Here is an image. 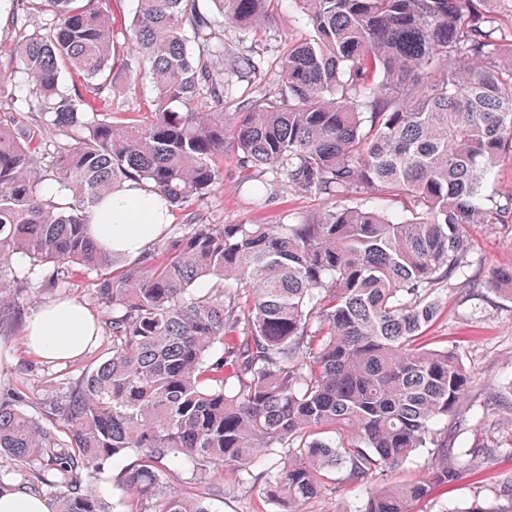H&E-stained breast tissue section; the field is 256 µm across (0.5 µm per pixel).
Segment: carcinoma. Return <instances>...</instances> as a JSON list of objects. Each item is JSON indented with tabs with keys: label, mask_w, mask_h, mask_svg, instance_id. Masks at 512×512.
<instances>
[{
	"label": "carcinoma",
	"mask_w": 512,
	"mask_h": 512,
	"mask_svg": "<svg viewBox=\"0 0 512 512\" xmlns=\"http://www.w3.org/2000/svg\"><path fill=\"white\" fill-rule=\"evenodd\" d=\"M110 2L12 0L0 39V330L30 272L66 289L78 266L96 272L111 338L39 415L0 398V494L110 512L90 478L131 454L118 478L130 512H213L218 474L304 512L326 475L363 485L425 448L421 477L385 483L356 510L413 512L466 467L454 435L474 382L425 332L469 265L470 225L512 223V191L486 187L512 159L502 0H294L312 34L275 59L280 92L243 105L227 101L224 72L260 76L264 61L225 52L216 28L258 32L280 0H136L121 42ZM38 8L48 19L32 30ZM135 71L155 97L118 120L112 95ZM18 105L75 143L47 152ZM227 147L240 171L275 172L259 200L288 189L326 206L296 224L166 229L112 274L93 208L129 180L171 207L200 200ZM378 197L406 215L367 206ZM485 286L512 302V266ZM173 459L190 465L192 491L163 482Z\"/></svg>",
	"instance_id": "cac0c4a2"
}]
</instances>
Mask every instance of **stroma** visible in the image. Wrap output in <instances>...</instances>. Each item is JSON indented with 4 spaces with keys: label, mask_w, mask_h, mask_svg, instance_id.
<instances>
[{
    "label": "stroma",
    "mask_w": 512,
    "mask_h": 512,
    "mask_svg": "<svg viewBox=\"0 0 512 512\" xmlns=\"http://www.w3.org/2000/svg\"><path fill=\"white\" fill-rule=\"evenodd\" d=\"M309 34L299 6L294 0H282L262 31L253 33L228 25L223 39L227 47L261 56L270 63L289 42ZM249 189L233 155L225 154L223 181L203 201L173 210L171 222L180 226L194 218L206 224H293L317 214L324 206L322 199L283 191L258 209ZM469 233L472 264L464 276L473 285L442 291V313L427 334L439 345L458 350L474 376L455 438L459 454L477 456L478 465L454 483L434 488L414 505V512H468L475 502L482 503L485 512H501L508 505L500 489L503 481H512V302L483 288L482 282L491 268L512 264V223L475 224ZM91 279V274L81 270L72 275L66 292L52 288L28 290L20 300L17 321L0 333V391H20L22 411L38 413L42 402L55 395L60 383L73 381L105 354L110 338L103 330L82 356L66 362L36 356L23 336L28 317L62 296L82 303L93 318H100L102 312ZM385 478L377 475L364 487L330 477L325 494L309 504L307 512H356L368 490L381 487ZM212 506L215 512H280L279 505L259 486L243 489L229 482Z\"/></svg>",
    "instance_id": "stroma-1"
}]
</instances>
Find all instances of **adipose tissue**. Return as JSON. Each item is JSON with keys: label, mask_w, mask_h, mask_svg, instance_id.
<instances>
[{"label": "adipose tissue", "mask_w": 512, "mask_h": 512, "mask_svg": "<svg viewBox=\"0 0 512 512\" xmlns=\"http://www.w3.org/2000/svg\"><path fill=\"white\" fill-rule=\"evenodd\" d=\"M168 213L169 207L159 194L129 186L112 193L94 209L90 231L112 251L133 258L156 241ZM96 335L92 317L73 301L40 308L25 329L28 345L35 353L58 361L82 355Z\"/></svg>", "instance_id": "ef3b65f1"}]
</instances>
